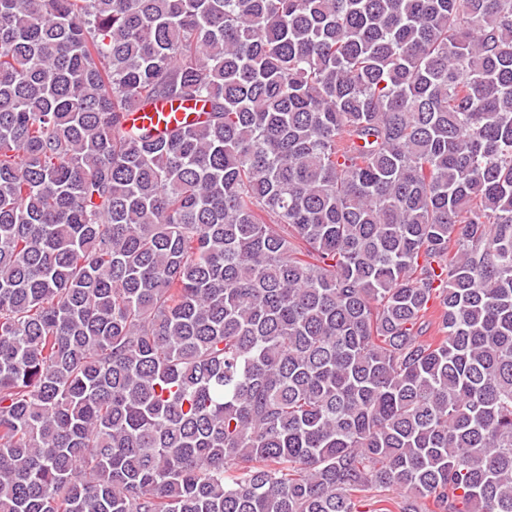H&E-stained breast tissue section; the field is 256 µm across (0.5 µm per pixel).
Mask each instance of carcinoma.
Instances as JSON below:
<instances>
[{"mask_svg":"<svg viewBox=\"0 0 512 512\" xmlns=\"http://www.w3.org/2000/svg\"><path fill=\"white\" fill-rule=\"evenodd\" d=\"M370 489L512 512V0H0V512Z\"/></svg>","mask_w":512,"mask_h":512,"instance_id":"obj_1","label":"carcinoma"}]
</instances>
